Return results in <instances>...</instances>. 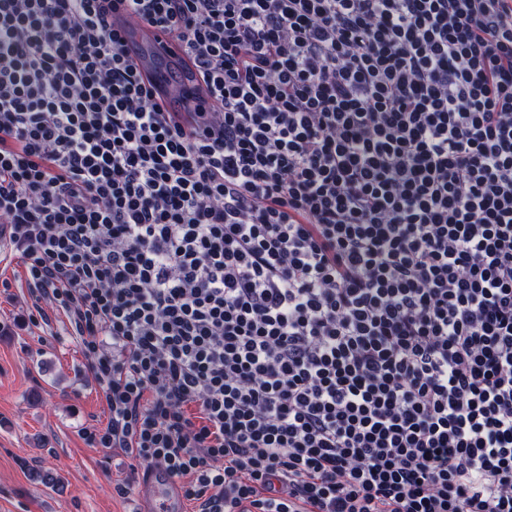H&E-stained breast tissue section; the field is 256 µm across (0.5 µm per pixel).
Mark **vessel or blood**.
I'll return each instance as SVG.
<instances>
[{
	"label": "vessel or blood",
	"mask_w": 512,
	"mask_h": 512,
	"mask_svg": "<svg viewBox=\"0 0 512 512\" xmlns=\"http://www.w3.org/2000/svg\"><path fill=\"white\" fill-rule=\"evenodd\" d=\"M124 45L130 54H143L144 64L156 93L161 94L168 107L174 110L197 109L198 101H184L178 76L169 63L179 50L163 30L143 24L122 29ZM143 512H175L180 492L166 473L151 469L143 474L138 488Z\"/></svg>",
	"instance_id": "1"
}]
</instances>
